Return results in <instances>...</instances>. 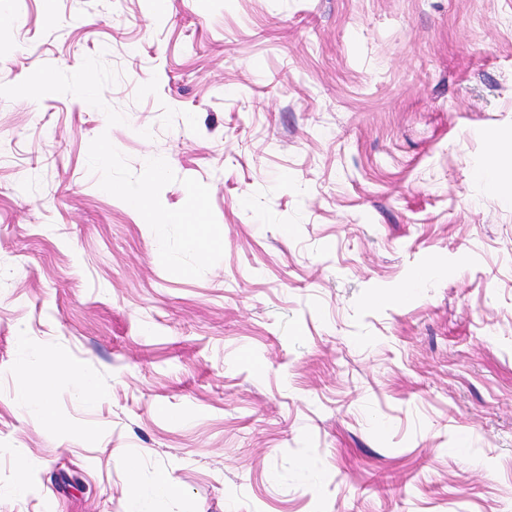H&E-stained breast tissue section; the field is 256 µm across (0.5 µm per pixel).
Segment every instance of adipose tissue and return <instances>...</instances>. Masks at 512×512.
<instances>
[{"label": "adipose tissue", "mask_w": 512, "mask_h": 512, "mask_svg": "<svg viewBox=\"0 0 512 512\" xmlns=\"http://www.w3.org/2000/svg\"><path fill=\"white\" fill-rule=\"evenodd\" d=\"M61 378L67 379L85 398H93L95 386L88 375L49 359L39 378H31L24 370L19 372L16 396L20 407L35 410L43 421H53L52 394L56 381Z\"/></svg>", "instance_id": "1"}]
</instances>
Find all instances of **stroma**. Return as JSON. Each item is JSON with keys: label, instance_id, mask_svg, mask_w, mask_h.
<instances>
[{"label": "stroma", "instance_id": "stroma-1", "mask_svg": "<svg viewBox=\"0 0 512 512\" xmlns=\"http://www.w3.org/2000/svg\"><path fill=\"white\" fill-rule=\"evenodd\" d=\"M97 54L125 124L0 97V512H512V0H0V85ZM103 133L209 187L203 276ZM59 378H65L71 386L79 391L86 399L92 400L95 386L88 375L78 372L71 367L61 365L55 360L45 359L42 375L31 378L25 368L19 370L16 396L20 407L35 410L43 421H54L53 389Z\"/></svg>", "mask_w": 512, "mask_h": 512}]
</instances>
